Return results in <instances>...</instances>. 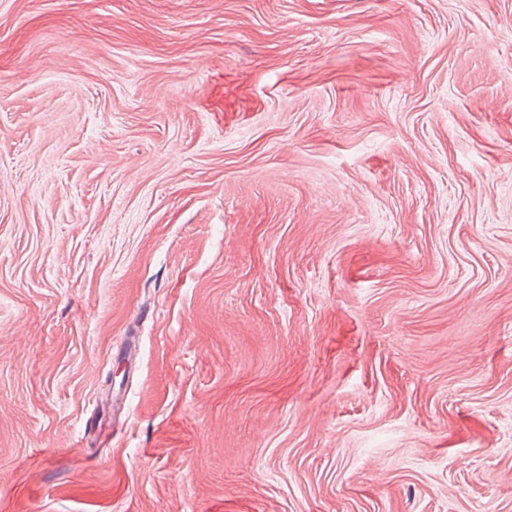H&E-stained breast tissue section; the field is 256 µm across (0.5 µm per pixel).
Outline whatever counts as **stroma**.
<instances>
[{
    "label": "stroma",
    "instance_id": "stroma-1",
    "mask_svg": "<svg viewBox=\"0 0 512 512\" xmlns=\"http://www.w3.org/2000/svg\"><path fill=\"white\" fill-rule=\"evenodd\" d=\"M0 512H512V0H0Z\"/></svg>",
    "mask_w": 512,
    "mask_h": 512
}]
</instances>
